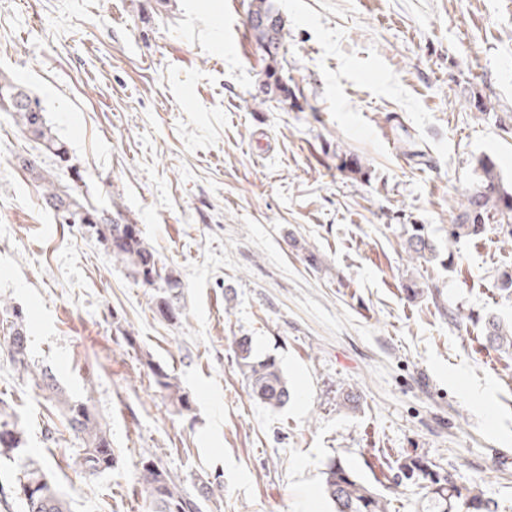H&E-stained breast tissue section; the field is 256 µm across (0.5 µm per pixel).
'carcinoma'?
I'll return each mask as SVG.
<instances>
[{
    "mask_svg": "<svg viewBox=\"0 0 512 512\" xmlns=\"http://www.w3.org/2000/svg\"><path fill=\"white\" fill-rule=\"evenodd\" d=\"M249 13L267 21L263 27H251L254 42L266 62L265 94L278 93L286 99L288 85L283 83L280 70L285 47L283 20L272 0H252ZM0 112L10 114L15 125L38 145L43 154L60 162L69 161L66 144L48 125L39 101L5 74L0 75ZM18 161L34 180L42 183L45 203L54 211L55 217L69 224H79L90 235L96 236L109 249L112 259L122 264L129 277L160 293L158 313L164 318H177L181 310V282L171 271L153 278L159 271V260L145 243L138 225L126 223L118 210L109 214L85 203L77 181L63 185L53 171L38 166L35 160L20 156ZM479 166L482 171L480 184L465 195L461 213L448 225L450 263L454 260L451 246L460 239L479 236L491 223L512 224V192L505 188L492 160L481 159ZM405 250L411 259L432 261L439 257L438 248L423 224L410 225ZM0 321L6 324L4 342L16 344L12 363L27 375L36 389L47 394L48 400L59 404L68 427L81 439L83 448L77 461L81 470L97 475L111 469L115 463L112 440L88 402L73 401L64 396L53 374L37 368L30 361L29 337L22 312L17 309L7 311ZM483 331L490 347L512 355V326L488 316L483 321ZM234 353L252 399L272 409L288 403L291 397L288 378L276 359L257 358L251 340L245 336L234 340ZM150 369L162 397L179 410L189 409V396L177 379L157 365ZM22 444V427L6 406H1L0 453L13 452ZM425 476L429 477L425 490L431 501V512H454L461 497L457 486L434 472H427ZM25 480L35 486L34 492L26 497V512H69L68 502L42 469H28ZM138 480L146 494L148 512H201V501L214 494V488L221 487L219 483L201 479L197 492L190 493L160 463L150 459L142 463ZM323 489L334 504L335 512H389V503L380 493L335 462L324 472Z\"/></svg>",
    "mask_w": 512,
    "mask_h": 512,
    "instance_id": "obj_1",
    "label": "carcinoma"
}]
</instances>
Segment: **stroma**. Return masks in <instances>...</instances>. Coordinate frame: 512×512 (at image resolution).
<instances>
[{
	"label": "stroma",
	"mask_w": 512,
	"mask_h": 512,
	"mask_svg": "<svg viewBox=\"0 0 512 512\" xmlns=\"http://www.w3.org/2000/svg\"><path fill=\"white\" fill-rule=\"evenodd\" d=\"M250 2L0 0V71L39 100L87 201L137 224L182 284L167 320L154 291L60 223L16 157L69 170L0 112V306L22 311L31 361L89 402L116 455L84 474L80 440L0 343V401L24 430L21 452L0 455V512H25L28 465L70 512H146L147 459L189 490L220 478L203 512H334L333 462L390 512H423L414 460L452 478L457 512L474 498L512 512V358L483 346L480 322L512 323L497 286L512 238L488 225L451 265L404 251L408 224L451 247L479 158L512 185V7L274 0L283 103L260 99ZM240 336L280 362L281 409L249 397ZM153 364L188 411L160 397ZM349 392L358 409L340 407ZM154 384L162 397L178 410H189V396L177 379L160 366L150 365Z\"/></svg>",
	"instance_id": "stroma-1"
}]
</instances>
